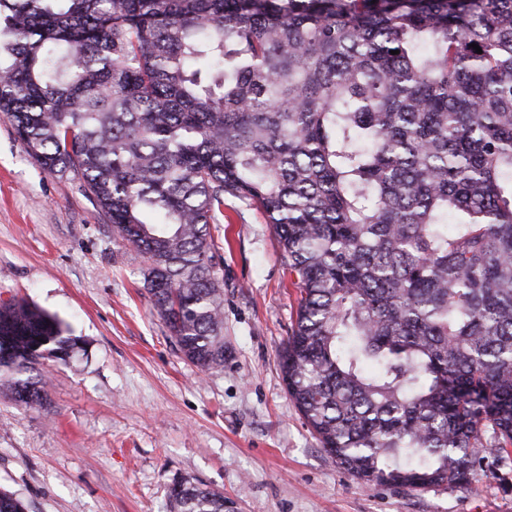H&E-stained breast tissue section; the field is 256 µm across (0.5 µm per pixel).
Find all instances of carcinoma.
Here are the masks:
<instances>
[{"label": "carcinoma", "mask_w": 512, "mask_h": 512, "mask_svg": "<svg viewBox=\"0 0 512 512\" xmlns=\"http://www.w3.org/2000/svg\"><path fill=\"white\" fill-rule=\"evenodd\" d=\"M475 43L482 53L470 47ZM0 113L141 254L178 350L224 365V197L299 291L289 399L364 485L512 446V0H0ZM77 337L0 304V387ZM171 512H224L188 479Z\"/></svg>", "instance_id": "obj_1"}]
</instances>
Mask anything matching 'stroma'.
I'll return each mask as SVG.
<instances>
[{"label":"stroma","instance_id":"1","mask_svg":"<svg viewBox=\"0 0 512 512\" xmlns=\"http://www.w3.org/2000/svg\"><path fill=\"white\" fill-rule=\"evenodd\" d=\"M210 232L224 364L203 372L153 310L144 258L0 114V302L26 301L80 339L67 364L46 362L47 405L0 389V490L26 512H169L185 477L223 492L225 512H512V455L483 452L468 483L421 492L340 468L283 380L298 303L272 226L229 197Z\"/></svg>","mask_w":512,"mask_h":512}]
</instances>
